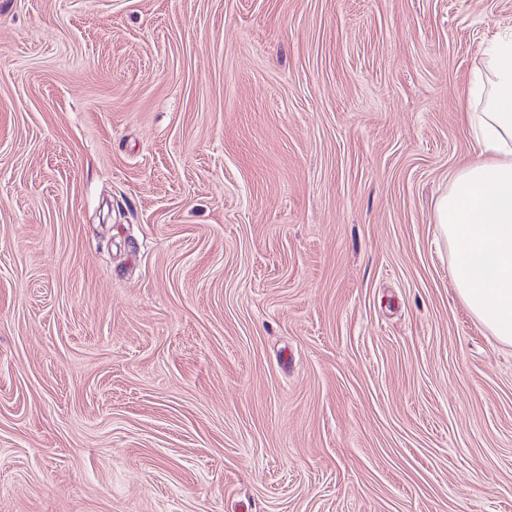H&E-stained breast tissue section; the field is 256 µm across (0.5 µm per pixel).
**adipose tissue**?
<instances>
[{
    "label": "adipose tissue",
    "instance_id": "ef3b65f1",
    "mask_svg": "<svg viewBox=\"0 0 512 512\" xmlns=\"http://www.w3.org/2000/svg\"><path fill=\"white\" fill-rule=\"evenodd\" d=\"M463 119L479 158L451 176L435 222L460 297L492 336L512 345V32L484 49Z\"/></svg>",
    "mask_w": 512,
    "mask_h": 512
}]
</instances>
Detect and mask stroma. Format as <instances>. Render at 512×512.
Here are the masks:
<instances>
[{
	"instance_id": "1",
	"label": "stroma",
	"mask_w": 512,
	"mask_h": 512,
	"mask_svg": "<svg viewBox=\"0 0 512 512\" xmlns=\"http://www.w3.org/2000/svg\"><path fill=\"white\" fill-rule=\"evenodd\" d=\"M512 0H0V512H512V347L434 203Z\"/></svg>"
}]
</instances>
